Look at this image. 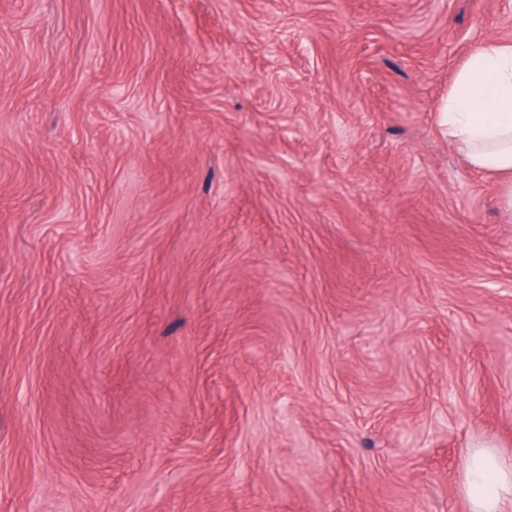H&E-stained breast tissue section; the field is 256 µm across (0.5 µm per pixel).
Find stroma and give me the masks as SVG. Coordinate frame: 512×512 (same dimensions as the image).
<instances>
[{"label": "stroma", "mask_w": 512, "mask_h": 512, "mask_svg": "<svg viewBox=\"0 0 512 512\" xmlns=\"http://www.w3.org/2000/svg\"><path fill=\"white\" fill-rule=\"evenodd\" d=\"M512 0H0V512H467L512 223L438 125Z\"/></svg>", "instance_id": "1"}]
</instances>
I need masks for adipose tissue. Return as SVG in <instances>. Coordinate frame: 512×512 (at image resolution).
Masks as SVG:
<instances>
[{
	"mask_svg": "<svg viewBox=\"0 0 512 512\" xmlns=\"http://www.w3.org/2000/svg\"><path fill=\"white\" fill-rule=\"evenodd\" d=\"M440 123L469 164L500 176L498 206L512 221V43L489 41L457 73ZM469 512H512V456L468 449L461 483Z\"/></svg>",
	"mask_w": 512,
	"mask_h": 512,
	"instance_id": "ef3b65f1",
	"label": "adipose tissue"
}]
</instances>
